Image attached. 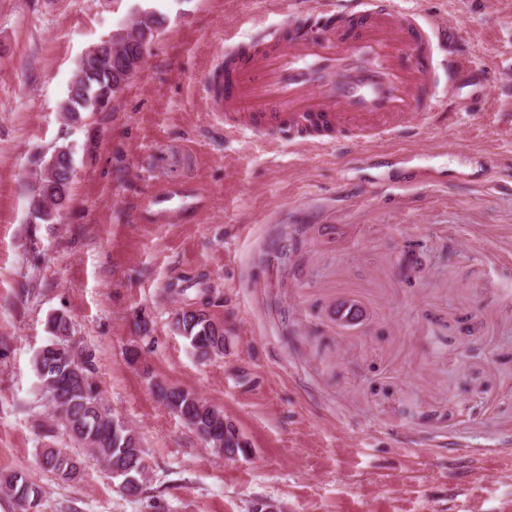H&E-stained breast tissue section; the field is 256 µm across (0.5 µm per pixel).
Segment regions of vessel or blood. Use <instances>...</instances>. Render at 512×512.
Instances as JSON below:
<instances>
[{"label": "vessel or blood", "instance_id": "obj_1", "mask_svg": "<svg viewBox=\"0 0 512 512\" xmlns=\"http://www.w3.org/2000/svg\"><path fill=\"white\" fill-rule=\"evenodd\" d=\"M286 17L314 10L319 27L266 26L204 79L210 112L228 135L313 152L366 144L429 125L463 61L447 57L446 27L398 0H278Z\"/></svg>", "mask_w": 512, "mask_h": 512}]
</instances>
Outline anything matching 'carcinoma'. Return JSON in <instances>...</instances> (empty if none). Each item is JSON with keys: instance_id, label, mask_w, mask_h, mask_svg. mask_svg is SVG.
<instances>
[{"instance_id": "1", "label": "carcinoma", "mask_w": 512, "mask_h": 512, "mask_svg": "<svg viewBox=\"0 0 512 512\" xmlns=\"http://www.w3.org/2000/svg\"><path fill=\"white\" fill-rule=\"evenodd\" d=\"M162 14L147 9L133 23L135 29L113 40L109 49L93 47L78 60L71 88L61 104V112L70 123H77L85 112L94 111L95 102L107 105L126 86L120 72L112 65L113 56L136 52L139 40L153 39L163 24ZM55 161L46 157L35 160V187L39 196L51 205L35 207L31 215L44 224H55L59 211L69 200L75 175L71 150L54 148ZM173 325L202 357L224 355V324L202 310L175 313ZM51 339L33 357L34 371L41 384L42 399L51 410L54 426L44 429V437L53 438L63 431L84 454L102 461L112 478L119 480L126 496L136 499L148 481L142 462L146 452L137 432L116 417L91 376V354L71 339L70 320L60 314L50 319ZM154 394L175 416L212 434L211 442L224 446V426L216 423L214 410L194 393L163 382L154 383ZM82 454V455H84ZM82 455L69 448L46 444L40 449L41 467L62 481L75 482L83 472ZM0 487L19 505L21 512H39L41 491L23 474L0 478Z\"/></svg>"}]
</instances>
